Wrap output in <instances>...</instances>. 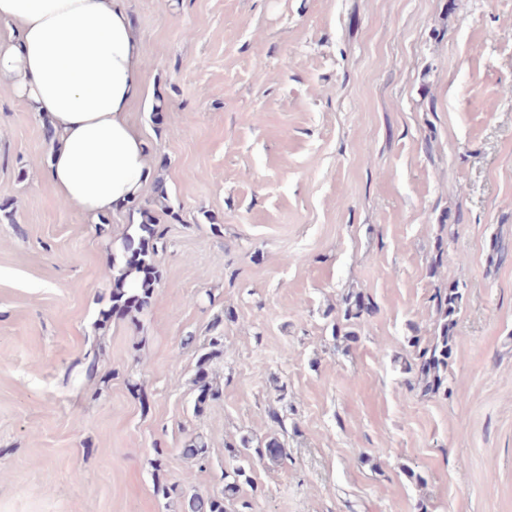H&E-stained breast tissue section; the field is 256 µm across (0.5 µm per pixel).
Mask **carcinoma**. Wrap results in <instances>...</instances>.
Here are the masks:
<instances>
[{
  "label": "carcinoma",
  "mask_w": 512,
  "mask_h": 512,
  "mask_svg": "<svg viewBox=\"0 0 512 512\" xmlns=\"http://www.w3.org/2000/svg\"><path fill=\"white\" fill-rule=\"evenodd\" d=\"M132 208L140 216L138 228L142 235L138 245L127 236L124 244L131 254L122 266L112 265V292L110 308L102 312V322H107L114 315H128L133 311L144 309L152 298L153 285L158 278L154 256L158 252V243L162 234L157 229V218L149 209L138 207L132 201ZM437 314V330L430 341L421 344V338L414 336L409 340L414 348V356L404 361L403 370L412 375L411 387H418L427 394H448V360L452 357L455 342L454 328L456 316L463 301V292L459 284L438 289L434 295ZM374 310L373 303L359 292L349 293L342 299V318L348 325H357ZM224 353V337L213 336L208 343V350L198 360L195 382L199 386L195 408L202 411L208 402L218 397L219 392L212 384L213 360ZM259 457L273 461L288 457L284 443L276 438L269 440L265 447L257 449ZM245 470L239 468L234 472L232 481L224 484L220 495H203L188 485V479L173 483H158L157 492L166 499L178 504L180 512H226V503L238 497L241 486L240 478Z\"/></svg>",
  "instance_id": "carcinoma-1"
}]
</instances>
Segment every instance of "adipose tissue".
I'll return each mask as SVG.
<instances>
[{
  "instance_id": "obj_1",
  "label": "adipose tissue",
  "mask_w": 512,
  "mask_h": 512,
  "mask_svg": "<svg viewBox=\"0 0 512 512\" xmlns=\"http://www.w3.org/2000/svg\"><path fill=\"white\" fill-rule=\"evenodd\" d=\"M0 24V87L52 124L46 177L58 198L96 218L140 196L150 169L128 112L143 52L128 0H0Z\"/></svg>"
}]
</instances>
